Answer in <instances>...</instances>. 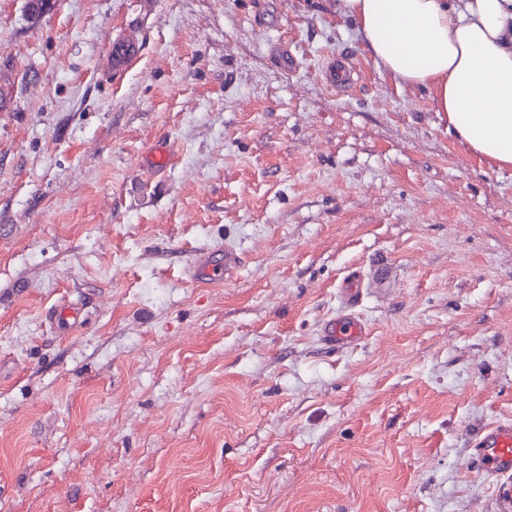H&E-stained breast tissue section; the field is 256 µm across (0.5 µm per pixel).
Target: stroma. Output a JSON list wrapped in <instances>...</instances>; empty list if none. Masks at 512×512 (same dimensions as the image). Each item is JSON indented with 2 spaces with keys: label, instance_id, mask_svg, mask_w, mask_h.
Here are the masks:
<instances>
[{
  "label": "stroma",
  "instance_id": "stroma-1",
  "mask_svg": "<svg viewBox=\"0 0 512 512\" xmlns=\"http://www.w3.org/2000/svg\"><path fill=\"white\" fill-rule=\"evenodd\" d=\"M29 3L0 0V512H506L472 442L512 422V169L336 0ZM350 275L367 333L331 348ZM139 37L135 29H126L112 39L110 61L114 71H126L134 62L139 50ZM240 263V256L233 249L226 248L223 253L217 250L199 254L195 259L192 271L206 280L214 281L220 280L229 271L237 269ZM83 308L78 303L62 304L49 314V321L56 329H70L81 322Z\"/></svg>",
  "mask_w": 512,
  "mask_h": 512
}]
</instances>
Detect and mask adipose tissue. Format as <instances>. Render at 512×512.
<instances>
[{"mask_svg":"<svg viewBox=\"0 0 512 512\" xmlns=\"http://www.w3.org/2000/svg\"><path fill=\"white\" fill-rule=\"evenodd\" d=\"M367 52L431 89L448 130L512 168V0H341Z\"/></svg>","mask_w":512,"mask_h":512,"instance_id":"1","label":"adipose tissue"}]
</instances>
